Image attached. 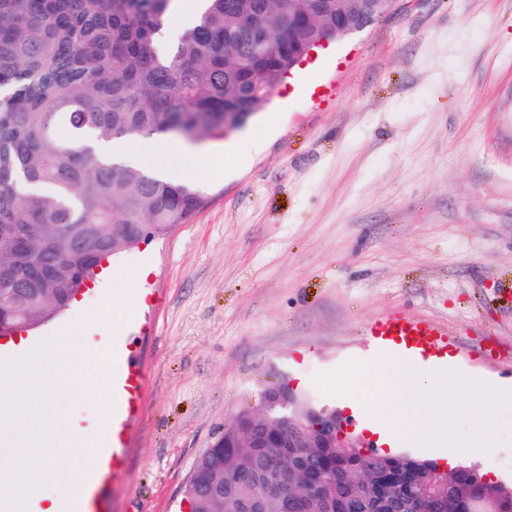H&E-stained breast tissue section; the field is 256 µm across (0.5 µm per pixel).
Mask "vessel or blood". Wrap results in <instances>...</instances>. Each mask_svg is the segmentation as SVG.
Listing matches in <instances>:
<instances>
[{
  "instance_id": "b4317fda",
  "label": "vessel or blood",
  "mask_w": 512,
  "mask_h": 512,
  "mask_svg": "<svg viewBox=\"0 0 512 512\" xmlns=\"http://www.w3.org/2000/svg\"><path fill=\"white\" fill-rule=\"evenodd\" d=\"M374 333L386 339H401L411 348L440 339L447 335L448 330L446 327L415 321L394 312L376 325ZM112 380L117 384L112 392V425L117 428L123 420L135 414L141 404L145 388L144 367L130 347L114 348Z\"/></svg>"
}]
</instances>
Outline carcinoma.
<instances>
[{
    "instance_id": "1",
    "label": "carcinoma",
    "mask_w": 512,
    "mask_h": 512,
    "mask_svg": "<svg viewBox=\"0 0 512 512\" xmlns=\"http://www.w3.org/2000/svg\"><path fill=\"white\" fill-rule=\"evenodd\" d=\"M195 21L162 41L174 0H0V277L47 272L50 287L80 288L125 227L160 237L207 204L191 182L165 180L153 165L98 155L93 138L130 143L175 134L203 141L224 130V113L257 112L288 74V11L314 14L293 33L307 48L336 20V0H205ZM268 39L246 44V25ZM85 236L90 255L67 251ZM60 312L51 295L26 319ZM343 512H473L512 493L460 465L439 481L436 462L353 448H303ZM275 440L253 453L224 449L215 478L244 477L260 457H280Z\"/></svg>"
}]
</instances>
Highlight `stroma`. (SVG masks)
<instances>
[{
    "mask_svg": "<svg viewBox=\"0 0 512 512\" xmlns=\"http://www.w3.org/2000/svg\"><path fill=\"white\" fill-rule=\"evenodd\" d=\"M306 64L246 126L209 140L245 156L203 173L186 224L111 258L148 266L126 332L94 313L106 281L33 329L73 319L103 345L130 338L147 370L106 512H180L197 459L262 392L370 361L372 325L398 310L446 326L454 355L512 390V0H394ZM476 466L512 483V408Z\"/></svg>",
    "mask_w": 512,
    "mask_h": 512,
    "instance_id": "1",
    "label": "stroma"
}]
</instances>
